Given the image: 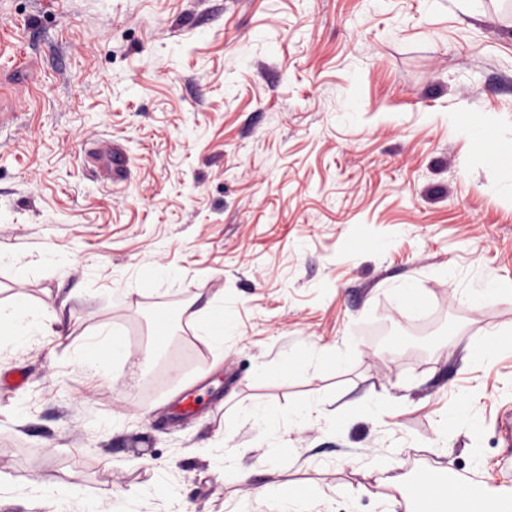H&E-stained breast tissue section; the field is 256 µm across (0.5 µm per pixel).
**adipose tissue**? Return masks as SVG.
I'll use <instances>...</instances> for the list:
<instances>
[{"label": "adipose tissue", "instance_id": "obj_1", "mask_svg": "<svg viewBox=\"0 0 512 512\" xmlns=\"http://www.w3.org/2000/svg\"><path fill=\"white\" fill-rule=\"evenodd\" d=\"M54 319L43 307L26 309L0 308V357L13 355L39 345ZM122 338L111 329L99 331L95 338L82 344L68 346L67 364L81 371L88 380L95 381L110 370L109 355L120 348ZM311 413L302 406L288 414L273 416L260 407H252L249 415L267 447H278L284 436L303 424ZM174 484L169 472H156L152 483L135 491L121 492L118 501L75 495L61 488L45 485L30 486L31 494L43 498L51 512H143L150 500H165L173 495Z\"/></svg>", "mask_w": 512, "mask_h": 512}]
</instances>
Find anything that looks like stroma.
Instances as JSON below:
<instances>
[{"label": "stroma", "mask_w": 512, "mask_h": 512, "mask_svg": "<svg viewBox=\"0 0 512 512\" xmlns=\"http://www.w3.org/2000/svg\"><path fill=\"white\" fill-rule=\"evenodd\" d=\"M0 92V248L71 257L24 282L0 266V304L62 330L0 358L28 374L0 386V512H47L32 483L104 498L162 469L175 498L148 512H236L248 471L252 512L314 491L320 512H394L474 472L512 506V165L448 126L478 107L512 127L506 0H0ZM143 261L179 276L102 304ZM473 273L504 291L462 305ZM209 301L235 328L220 350L183 312ZM106 323L188 354L182 428L137 355L103 382L67 366ZM252 404L317 410L268 453Z\"/></svg>", "instance_id": "1"}]
</instances>
